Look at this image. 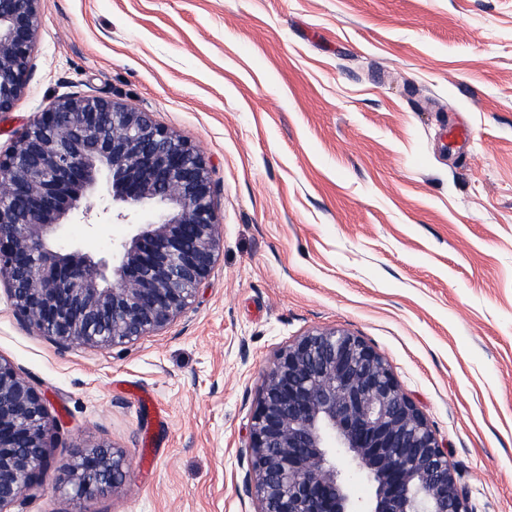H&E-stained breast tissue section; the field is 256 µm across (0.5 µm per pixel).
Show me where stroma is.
I'll list each match as a JSON object with an SVG mask.
<instances>
[{"label": "stroma", "mask_w": 512, "mask_h": 512, "mask_svg": "<svg viewBox=\"0 0 512 512\" xmlns=\"http://www.w3.org/2000/svg\"><path fill=\"white\" fill-rule=\"evenodd\" d=\"M39 14L0 151L66 93L149 113L209 160L221 245L167 329L105 350L30 331L0 280V357L60 429L13 512H252L261 373L327 328L387 360L477 512H512V0H40ZM133 232L65 236L99 259ZM100 443L127 456L121 492L57 488L54 463Z\"/></svg>", "instance_id": "obj_1"}]
</instances>
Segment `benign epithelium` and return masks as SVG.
Segmentation results:
<instances>
[{"label":"benign epithelium","mask_w":512,"mask_h":512,"mask_svg":"<svg viewBox=\"0 0 512 512\" xmlns=\"http://www.w3.org/2000/svg\"><path fill=\"white\" fill-rule=\"evenodd\" d=\"M39 0H0V112L31 69ZM101 193L100 210L88 203ZM200 150L106 98L68 93L0 153V278L16 315L62 348H111L167 328L220 244ZM72 216L137 226L112 260L61 242ZM44 395L0 357V512L48 467ZM254 512H474L428 419L386 360L336 328L310 331L265 369L246 446ZM124 453L98 444L57 467L79 499L118 493ZM370 494L358 499L354 479Z\"/></svg>","instance_id":"obj_1"}]
</instances>
